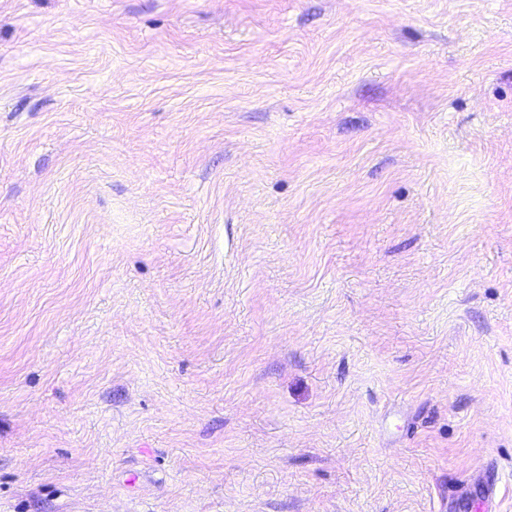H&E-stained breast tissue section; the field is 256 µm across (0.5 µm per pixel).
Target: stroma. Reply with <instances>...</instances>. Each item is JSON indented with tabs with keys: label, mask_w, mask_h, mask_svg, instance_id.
<instances>
[{
	"label": "stroma",
	"mask_w": 512,
	"mask_h": 512,
	"mask_svg": "<svg viewBox=\"0 0 512 512\" xmlns=\"http://www.w3.org/2000/svg\"><path fill=\"white\" fill-rule=\"evenodd\" d=\"M512 512V0H0V512Z\"/></svg>",
	"instance_id": "stroma-1"
}]
</instances>
